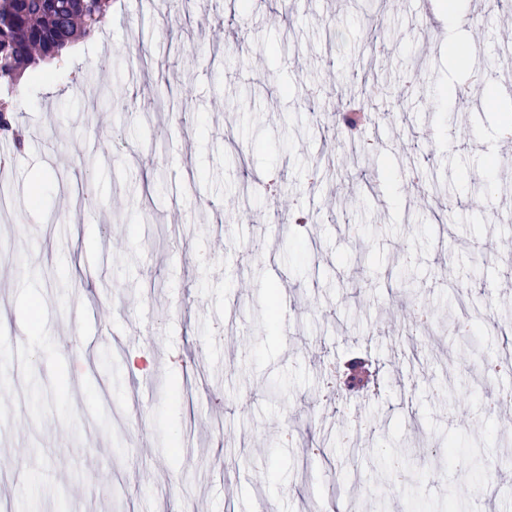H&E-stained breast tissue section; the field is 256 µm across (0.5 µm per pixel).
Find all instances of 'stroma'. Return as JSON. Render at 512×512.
Masks as SVG:
<instances>
[{
  "instance_id": "1",
  "label": "stroma",
  "mask_w": 512,
  "mask_h": 512,
  "mask_svg": "<svg viewBox=\"0 0 512 512\" xmlns=\"http://www.w3.org/2000/svg\"><path fill=\"white\" fill-rule=\"evenodd\" d=\"M467 5L480 24L450 41L439 0H251L244 17L233 0H116L68 65L24 75V147L0 178V355L20 340L54 350L0 380V501L13 512H347L354 500L363 512L382 501L386 512H439L455 485L468 512H512V419L496 418L474 479L425 455L411 460L414 483L385 486L373 458L405 442L475 446L459 425L468 392L501 382L471 372L440 333L458 269L474 276L482 350L512 355L496 325L512 315V154H496L499 115L459 60L496 45L500 13L493 0ZM382 26L393 38L375 62L366 128L378 154L362 178L344 164L333 106L350 87L328 62H373ZM410 68L427 80L401 112ZM466 83L470 104L445 120V90ZM243 86L251 111H214ZM407 155L436 171L443 193L411 185ZM491 155L499 191L482 206L459 178ZM31 185L42 190L35 212ZM281 199L308 222L275 220ZM406 243L435 316L419 346L404 336L408 299L394 281ZM70 267L91 294L60 291ZM355 358L377 387L324 398L326 370ZM35 380L55 389L38 405ZM436 381L456 400H437ZM353 420L356 468L334 443ZM26 466L27 494L15 484Z\"/></svg>"
}]
</instances>
